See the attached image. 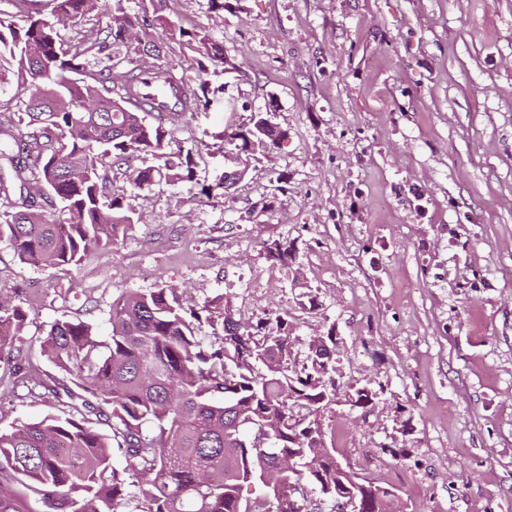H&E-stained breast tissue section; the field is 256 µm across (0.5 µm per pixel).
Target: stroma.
<instances>
[{"instance_id":"35a3bbf8","label":"stroma","mask_w":512,"mask_h":512,"mask_svg":"<svg viewBox=\"0 0 512 512\" xmlns=\"http://www.w3.org/2000/svg\"><path fill=\"white\" fill-rule=\"evenodd\" d=\"M160 61L195 76L142 0H126ZM172 24L206 25L240 73L209 109L172 125L199 143L194 182L138 192L124 237L63 272L0 242V296L25 289L23 361L68 316L99 340L129 290L184 306L231 298L244 318L288 312L298 350L325 326L346 383L375 389L367 415L326 412L343 463L394 489L406 512H512V0H164ZM276 96L288 137L255 153L224 195L213 135ZM288 238L295 261L262 243ZM322 306H300L305 293ZM51 399H0V431L59 415ZM266 258L275 264L288 268L295 261L294 240L273 239L263 242Z\"/></svg>"}]
</instances>
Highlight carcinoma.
Here are the masks:
<instances>
[{
  "label": "carcinoma",
  "mask_w": 512,
  "mask_h": 512,
  "mask_svg": "<svg viewBox=\"0 0 512 512\" xmlns=\"http://www.w3.org/2000/svg\"><path fill=\"white\" fill-rule=\"evenodd\" d=\"M20 15L0 18V64L10 66L26 98L0 103V242L27 262L65 270L94 250L110 247L138 223L123 189L107 192L103 171L131 153L141 166L126 168L134 188L195 180L199 148L177 141L163 121L133 112L126 94L143 71L179 76L190 85L185 111L208 109V64L224 62L223 44L209 30L160 26L185 45L197 64L193 81L173 65L156 63L157 44L131 40L124 0H111L101 37L64 46L60 17L90 21L101 0H22ZM109 50V64L89 68ZM83 84L68 88L67 75ZM287 135L257 112L244 128L224 131V153L254 156L250 144ZM266 258L282 267L295 261L288 239L263 242ZM30 314L23 289L0 298V357L12 355ZM221 318L222 335L207 340L203 324ZM111 334L95 338L81 320L56 319L41 354L59 374L36 376L21 360L9 369L14 397H52L63 415L0 432V512H34L17 487L41 503V512H307L285 489L308 486L325 502L355 490L365 512H382L385 488L359 485L336 470V446L327 443L324 412L336 399V330L326 346L297 363L288 313L257 323L236 317L230 299L183 307L176 289L127 291L112 300ZM105 424L111 434L97 431ZM118 449L125 466L113 463ZM260 483L266 493L242 496Z\"/></svg>",
  "instance_id": "1"
}]
</instances>
